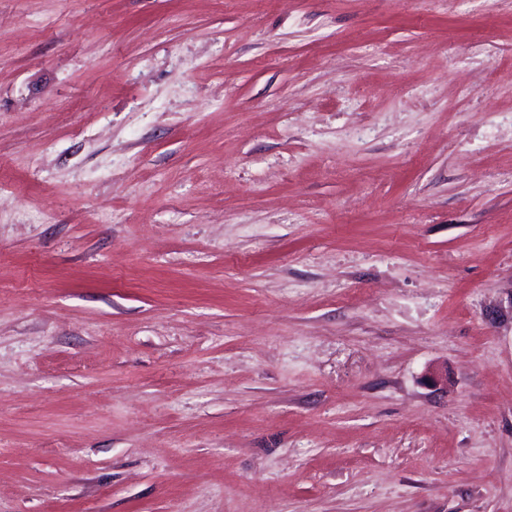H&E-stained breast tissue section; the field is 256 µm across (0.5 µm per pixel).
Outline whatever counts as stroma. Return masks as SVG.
Segmentation results:
<instances>
[{"instance_id":"1","label":"stroma","mask_w":512,"mask_h":512,"mask_svg":"<svg viewBox=\"0 0 512 512\" xmlns=\"http://www.w3.org/2000/svg\"><path fill=\"white\" fill-rule=\"evenodd\" d=\"M0 512H512V0H0Z\"/></svg>"}]
</instances>
